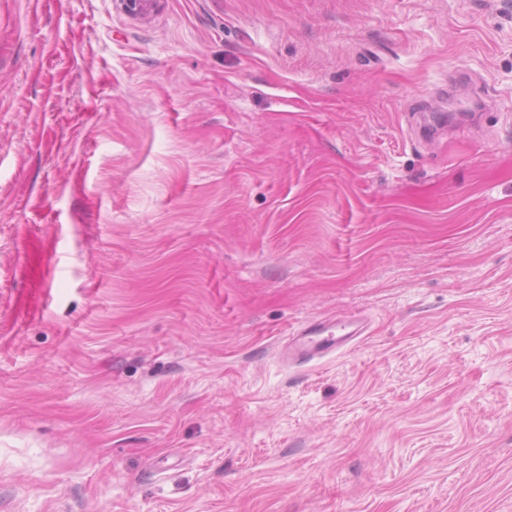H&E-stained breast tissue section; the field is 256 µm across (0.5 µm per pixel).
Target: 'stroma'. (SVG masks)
<instances>
[{
	"label": "stroma",
	"instance_id": "obj_1",
	"mask_svg": "<svg viewBox=\"0 0 512 512\" xmlns=\"http://www.w3.org/2000/svg\"><path fill=\"white\" fill-rule=\"evenodd\" d=\"M0 512H512V0H0ZM334 323L331 319L312 322L300 327L296 336L300 342L298 360L302 363L324 357L336 348ZM306 338V340H305Z\"/></svg>",
	"mask_w": 512,
	"mask_h": 512
}]
</instances>
